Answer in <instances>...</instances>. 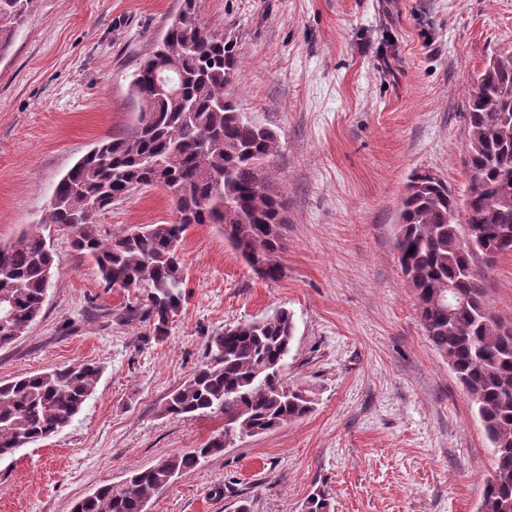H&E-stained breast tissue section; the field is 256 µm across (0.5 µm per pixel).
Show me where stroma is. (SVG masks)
<instances>
[{
  "mask_svg": "<svg viewBox=\"0 0 512 512\" xmlns=\"http://www.w3.org/2000/svg\"><path fill=\"white\" fill-rule=\"evenodd\" d=\"M180 0H35L0 54V243L38 224L59 179L95 143L127 134L131 75ZM233 35L241 109L277 130L270 174L288 195L284 277L261 279L210 224L182 246L187 301L157 341L122 315L135 293L106 288L53 226L54 277L41 316L0 349V382L92 361L93 396L54 436L0 459V512H72L105 483L184 454L224 416L167 415L168 394L225 327L290 310L288 383L304 418L234 440L155 496L150 512H477L490 445L447 360L426 338L395 255L396 214L416 172L463 193L474 78L512 50V0H195ZM159 188L101 212V229L172 221ZM486 298L512 322V255Z\"/></svg>",
  "mask_w": 512,
  "mask_h": 512,
  "instance_id": "stroma-1",
  "label": "stroma"
}]
</instances>
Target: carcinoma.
<instances>
[{
    "label": "carcinoma",
    "instance_id": "1",
    "mask_svg": "<svg viewBox=\"0 0 512 512\" xmlns=\"http://www.w3.org/2000/svg\"><path fill=\"white\" fill-rule=\"evenodd\" d=\"M32 3L0 0V53ZM159 56L170 67L171 95L151 91ZM239 64L237 44L200 20L193 0H183L130 82L152 122L95 145L56 184L42 218L48 227H73L74 250L94 263L105 287L137 293L125 318L146 324L157 339L168 335L186 300L180 245L191 226H236L239 238L228 242L247 265L267 281L285 275L283 238L270 232L288 212V198L270 176L278 135L239 108L231 93ZM468 106L464 198L435 175L413 174L398 209L395 250L425 336L466 388L492 448L480 512H512V334L500 330L485 298L493 269L487 258L507 255L494 247L512 236V51L477 75ZM139 187L164 190L181 220L101 234L98 213ZM53 262L40 233L0 244V348L42 314ZM294 335V317L281 309L209 337L206 362L169 393L164 411L187 419L220 412L229 442L306 416L314 400L284 376ZM99 376L100 368L85 362L0 383V458L69 426ZM223 450L210 439L96 488L74 512H146L175 478Z\"/></svg>",
    "mask_w": 512,
    "mask_h": 512
}]
</instances>
